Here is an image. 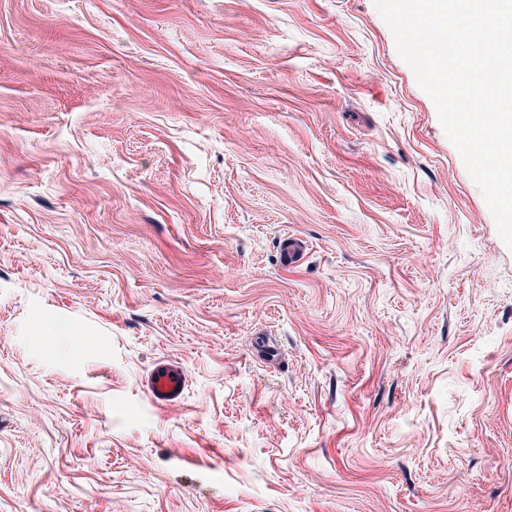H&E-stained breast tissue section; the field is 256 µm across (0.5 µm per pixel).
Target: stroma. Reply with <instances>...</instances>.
Wrapping results in <instances>:
<instances>
[{
  "label": "stroma",
  "instance_id": "35a3bbf8",
  "mask_svg": "<svg viewBox=\"0 0 512 512\" xmlns=\"http://www.w3.org/2000/svg\"><path fill=\"white\" fill-rule=\"evenodd\" d=\"M0 512H512V250L373 0H0ZM147 393L159 405H170L179 400L186 387V376L176 365H159L147 381Z\"/></svg>",
  "mask_w": 512,
  "mask_h": 512
}]
</instances>
